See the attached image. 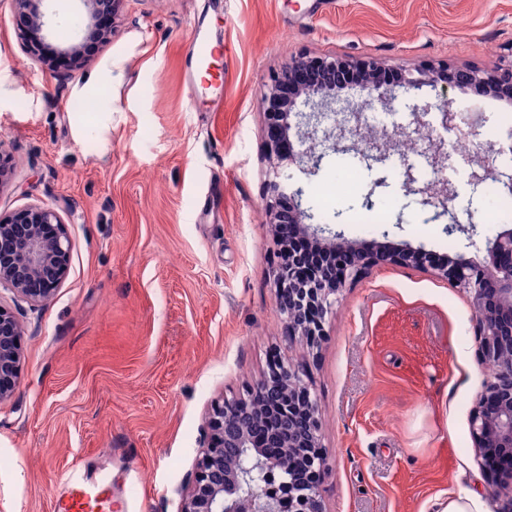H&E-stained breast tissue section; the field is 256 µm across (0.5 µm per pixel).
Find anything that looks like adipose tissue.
Instances as JSON below:
<instances>
[{
  "label": "adipose tissue",
  "mask_w": 512,
  "mask_h": 512,
  "mask_svg": "<svg viewBox=\"0 0 512 512\" xmlns=\"http://www.w3.org/2000/svg\"><path fill=\"white\" fill-rule=\"evenodd\" d=\"M128 51L110 54L86 72L72 89L73 98L88 101L89 113L74 116L75 141L94 138L101 150H108L112 133V114L116 110L117 88L123 78Z\"/></svg>",
  "instance_id": "adipose-tissue-1"
}]
</instances>
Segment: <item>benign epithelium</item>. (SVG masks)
Returning <instances> with one entry per match:
<instances>
[{"label":"benign epithelium","instance_id":"benign-epithelium-1","mask_svg":"<svg viewBox=\"0 0 512 512\" xmlns=\"http://www.w3.org/2000/svg\"><path fill=\"white\" fill-rule=\"evenodd\" d=\"M87 12L85 37L103 43L112 39L113 28L100 26L102 15L120 16L128 0H82ZM41 0H10L9 14L31 59L45 64L50 58L65 55L79 69L87 67L82 43H49ZM304 72L309 79L283 98L278 85L293 74ZM386 67L374 61H350L333 55L302 53L272 83L260 89L267 126L279 128L283 137L295 132L298 149L291 159L306 168L307 174L318 166L311 149L305 145L332 143L337 151L356 147L367 140L364 157L375 162L387 158L390 133H378L364 118V108L348 104L343 112H334L336 96L344 88L357 85L367 93L379 89L385 81ZM443 80L467 90L485 93L502 88L512 90V63L500 65L482 74L467 68L430 67L399 70L395 86L406 92ZM304 98L308 112L295 110L297 99ZM442 126H455L456 113L448 98L435 104ZM277 156L269 180L267 210L270 223L294 224L298 233L320 251L342 249L347 253L341 275L327 267L309 275L298 270L308 264L305 255L274 256V285L277 303L283 315L288 338L300 337L310 348L320 346L325 336L327 316L333 314L339 293L371 268L383 263L403 265L431 273L471 296L474 307V335L477 357L494 365L512 354V228L485 241L486 260L476 264L459 253L438 265L429 262L423 247L396 249L384 242L353 246L334 238H323L311 231L307 221L312 215L302 207V187L288 184ZM428 163L442 170L448 150L442 141H429ZM405 186L419 194L425 205L452 214L456 198L446 181L418 185L413 167H405ZM70 262V236L59 210L50 205L33 204L9 215H0V288L10 289L17 297L33 305L49 300L67 278ZM24 328L19 319L0 305V402L11 397L22 359ZM248 420L268 427L266 438L258 439L238 429L237 422ZM470 434L478 459L486 473L491 493L502 501L500 512H512V473L490 469L492 456H512V363L495 369L470 412ZM318 403L306 370L277 363L244 394L211 400L206 413L205 439L194 470L181 491V512H325L321 486L326 473V458L319 435ZM277 446L288 454L294 467L281 468L280 456L266 448ZM227 448L237 449L229 455Z\"/></svg>","mask_w":512,"mask_h":512}]
</instances>
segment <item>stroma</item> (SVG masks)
<instances>
[{"label":"stroma","mask_w":512,"mask_h":512,"mask_svg":"<svg viewBox=\"0 0 512 512\" xmlns=\"http://www.w3.org/2000/svg\"><path fill=\"white\" fill-rule=\"evenodd\" d=\"M224 46V94L192 93L195 31ZM136 41L112 115L111 148L70 131L82 73L45 68L0 24V146L12 172L0 214L50 204L71 239L69 275L25 325L19 383L0 402V512H52L75 462L112 478L115 512H179L181 489L218 395L255 384L270 355L308 367L328 470L325 512H438L458 488L486 498L469 416L490 376L478 362L470 298L426 272L383 265L345 289L318 351L285 338L269 257V161L259 91L301 53L413 69L490 70L512 59V0H130L102 59ZM454 99L457 128L432 109ZM341 99L430 106V137L450 146L442 176L452 217L407 194L390 163L356 162L361 194L394 201L383 223L315 210L314 223L363 245H424L485 259L489 202L512 152V100L425 87L358 86ZM493 154L454 150L474 116ZM488 176L472 186L473 167ZM459 231L447 232L449 220Z\"/></svg>","instance_id":"1"}]
</instances>
